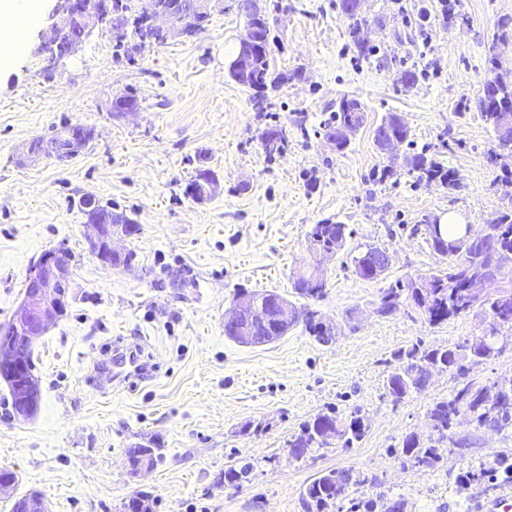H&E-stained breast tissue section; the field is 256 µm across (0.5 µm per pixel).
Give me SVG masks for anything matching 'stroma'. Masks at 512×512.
I'll list each match as a JSON object with an SVG mask.
<instances>
[{"label":"stroma","instance_id":"1","mask_svg":"<svg viewBox=\"0 0 512 512\" xmlns=\"http://www.w3.org/2000/svg\"><path fill=\"white\" fill-rule=\"evenodd\" d=\"M452 2L447 16L439 0H364L378 53L361 61L337 0H280L269 13L280 37L271 65L288 81L265 113L227 75L246 22L239 0H224L201 33L131 50L126 61L116 60L105 25L49 71L37 52L42 24L27 31L25 49L0 67V323L15 313L31 265L59 245L70 254L71 301L34 346L41 400L33 418L6 419L9 389L0 380V467L17 475L0 495V512L32 492L49 512H120L139 490L152 496L153 512H303L300 495L314 477L350 466L367 480L349 490L340 512L395 501L403 512H472L478 497L494 495L495 484L460 478L512 456V429L462 423L474 455L437 445L430 468L389 453L409 434L435 445L426 412L457 385L442 373L424 391L394 399L386 389L393 353L471 340L485 323L478 307L439 325L410 303L379 315L381 288L447 267L430 246L427 219L453 214L477 234L512 207V185L498 182L500 167L489 160L496 136L478 107L490 56L512 79V39L496 38L512 0ZM423 9L429 21H420ZM410 69L419 79L407 88L399 77ZM128 91L147 108L112 116L113 98ZM347 95L362 103L365 120L340 152L325 125ZM391 114L410 137L385 153L374 134ZM66 120L92 128L84 150L65 161L22 162L33 138ZM299 122L304 132L295 131ZM274 124L293 134L271 163L259 134ZM424 147L454 171L456 188L408 172L405 157ZM201 153L221 188L197 202L185 189ZM387 167L396 174L381 179ZM86 194L139 224L127 243L137 254L130 269L92 254L77 208ZM324 220L345 224L349 237L344 252L320 263L307 236ZM365 245L390 257L382 280L354 272L351 257ZM314 265L327 287L311 307L341 328L335 342L318 343L299 325L261 346L225 336L238 289L271 290L299 306L293 278ZM140 336L149 339L143 360L151 380L106 393L89 384L101 350ZM332 408L343 418L359 412L363 442L289 460V436ZM152 441L164 460L133 481L124 451ZM238 460L252 466L248 482L216 485Z\"/></svg>","mask_w":512,"mask_h":512}]
</instances>
